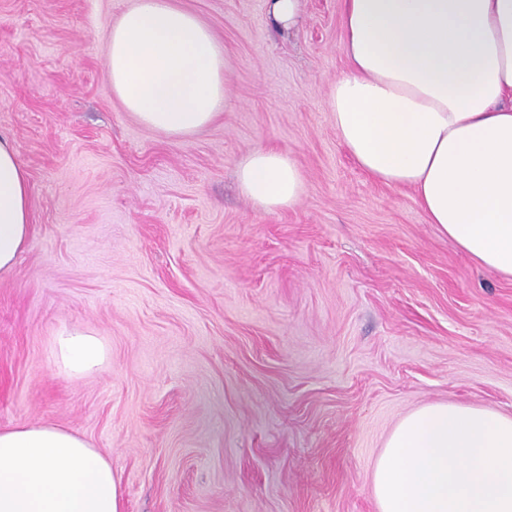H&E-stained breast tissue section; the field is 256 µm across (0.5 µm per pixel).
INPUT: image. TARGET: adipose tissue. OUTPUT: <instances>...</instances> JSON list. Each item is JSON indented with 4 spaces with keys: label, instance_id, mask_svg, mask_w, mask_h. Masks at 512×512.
Segmentation results:
<instances>
[{
    "label": "adipose tissue",
    "instance_id": "obj_1",
    "mask_svg": "<svg viewBox=\"0 0 512 512\" xmlns=\"http://www.w3.org/2000/svg\"><path fill=\"white\" fill-rule=\"evenodd\" d=\"M348 71L330 89L336 134L357 166L412 188L429 223L485 270L512 280V0H342ZM106 69L144 126L190 136L227 107L224 47L174 0H134L107 34ZM241 192L274 213L307 185L286 151L258 146L237 168ZM30 187L0 136V272L31 235ZM57 372L80 378L101 339L53 336ZM0 512H122L111 462L51 423L0 428Z\"/></svg>",
    "mask_w": 512,
    "mask_h": 512
}]
</instances>
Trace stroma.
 <instances>
[{
    "mask_svg": "<svg viewBox=\"0 0 512 512\" xmlns=\"http://www.w3.org/2000/svg\"><path fill=\"white\" fill-rule=\"evenodd\" d=\"M224 46L230 107L188 137L112 92L106 35L130 0H0V135L33 232L0 273V427L52 423L112 462L123 512H379L371 472L410 411L512 415V281L481 270L415 194L336 135L341 0H175ZM287 151L292 208L238 191L248 151ZM93 333L94 375L49 343ZM266 1L269 18L278 29H289L298 23L301 13V0ZM50 353L57 372L73 379L94 373L105 359L101 339L80 330L63 329L53 336Z\"/></svg>",
    "mask_w": 512,
    "mask_h": 512,
    "instance_id": "35a3bbf8",
    "label": "stroma"
}]
</instances>
